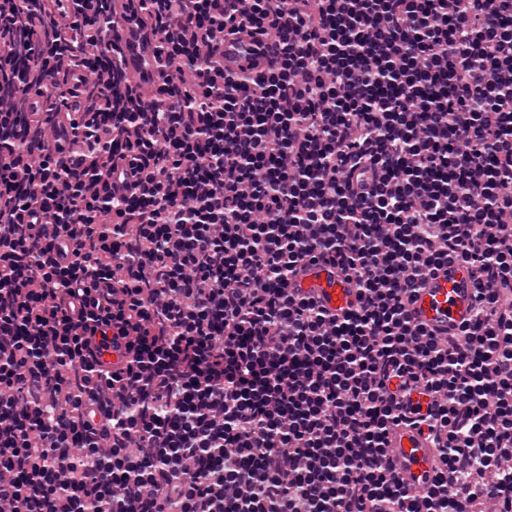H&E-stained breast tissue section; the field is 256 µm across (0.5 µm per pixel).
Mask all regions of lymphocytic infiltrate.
Listing matches in <instances>:
<instances>
[{"label": "lymphocytic infiltrate", "mask_w": 512, "mask_h": 512, "mask_svg": "<svg viewBox=\"0 0 512 512\" xmlns=\"http://www.w3.org/2000/svg\"><path fill=\"white\" fill-rule=\"evenodd\" d=\"M125 20L0 0V512H512V0H149L150 103ZM451 262L438 333L411 304ZM128 69L131 78L144 100L154 97L157 86L162 82V70L156 60L157 42L153 32L136 25L130 20L121 32ZM268 40L261 37L239 35L224 42V69L235 72L253 71V63L258 59L269 60L266 54ZM303 288H311L332 312L341 313L351 300V287L328 264L311 266L302 279ZM472 282L466 266L448 264L427 280L413 304L418 322L438 330H451L469 318L472 304ZM390 448L400 463V475L417 494L426 487L434 475L433 448H427L416 429L398 427L390 434Z\"/></svg>", "instance_id": "obj_1"}]
</instances>
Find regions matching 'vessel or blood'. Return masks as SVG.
Returning <instances> with one entry per match:
<instances>
[{"label":"vessel or blood","instance_id":"vessel-or-blood-1","mask_svg":"<svg viewBox=\"0 0 512 512\" xmlns=\"http://www.w3.org/2000/svg\"><path fill=\"white\" fill-rule=\"evenodd\" d=\"M128 69L144 99L154 96L162 81L157 62V42L151 30L128 22L121 32ZM267 41L242 35L224 43V66L235 72H251L253 63L265 56ZM304 288L313 289L330 311L347 308L351 287L330 265L311 266L302 279ZM472 282L466 266L451 263L427 280L413 304L418 322L438 330H451L468 319L472 304ZM390 448L400 463V475L414 491L422 492L434 474L433 451L427 448L416 429L399 427L390 435Z\"/></svg>","mask_w":512,"mask_h":512}]
</instances>
